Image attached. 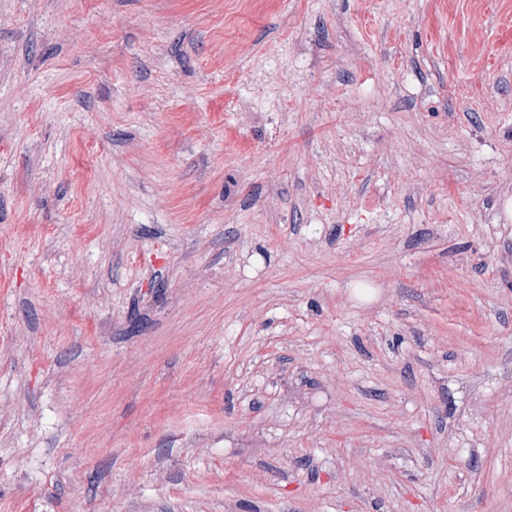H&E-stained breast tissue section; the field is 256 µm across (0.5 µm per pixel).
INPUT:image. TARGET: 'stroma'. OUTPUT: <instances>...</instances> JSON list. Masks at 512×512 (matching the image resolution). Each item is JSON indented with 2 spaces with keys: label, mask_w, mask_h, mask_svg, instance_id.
<instances>
[{
  "label": "stroma",
  "mask_w": 512,
  "mask_h": 512,
  "mask_svg": "<svg viewBox=\"0 0 512 512\" xmlns=\"http://www.w3.org/2000/svg\"><path fill=\"white\" fill-rule=\"evenodd\" d=\"M512 0H0V512H512Z\"/></svg>",
  "instance_id": "35a3bbf8"
}]
</instances>
